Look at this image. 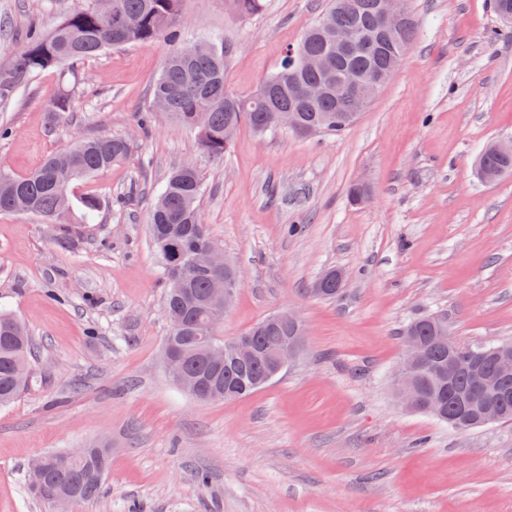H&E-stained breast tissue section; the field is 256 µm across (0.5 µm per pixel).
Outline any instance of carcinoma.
Listing matches in <instances>:
<instances>
[{
    "instance_id": "carcinoma-1",
    "label": "carcinoma",
    "mask_w": 512,
    "mask_h": 512,
    "mask_svg": "<svg viewBox=\"0 0 512 512\" xmlns=\"http://www.w3.org/2000/svg\"><path fill=\"white\" fill-rule=\"evenodd\" d=\"M377 0H333L324 17L341 28L371 29L376 23ZM183 0H88L85 7L69 14L47 36L34 31L26 37L12 67L0 74V100L13 96L39 71L58 67L98 55L109 46H124L152 42L164 37L173 44L162 71L155 82L153 98H163V112L179 125L195 131L200 152L212 159H222L231 144L224 140L229 125H246L263 135L276 133L274 113L288 108H300L302 122L320 124L321 132L335 135L348 129L358 118L336 122V90L316 102L302 103L288 93V78L307 84L321 76L297 69L291 51L302 50L329 59L333 75L346 77L363 75L373 78L388 68H398L406 50L415 40L417 21L410 22L393 38L360 45L349 51H338L336 45L319 31V25L309 28L300 41L286 49L277 70L264 80L274 84L273 98L255 90L238 96L224 87L223 43L187 44L175 30ZM117 6L123 14H133L138 25L124 31L113 27L108 13ZM131 143L122 136L87 137L73 142L65 151L47 156L33 172L15 176L0 171V213L18 211L23 201L27 212L37 215L47 224H58L75 206H80L91 219L104 205L99 198H74L72 183L121 163L128 155ZM477 174L501 177L512 172V155H499L485 147L476 162ZM204 185L197 167L173 169L148 213L152 248L162 268L166 283L164 314L169 324L164 349L181 360L186 377L200 383L212 401L234 400L249 395L267 384L270 370L264 358L241 365L232 357L224 365L215 366L200 350L204 343L216 347L227 344L217 328L224 319V306L212 310L214 288L224 276L190 269L194 253L213 246L208 229L200 215ZM186 272L185 285L174 288L171 274ZM319 295L334 298L341 288L336 271L326 272L316 285ZM445 322L435 313L410 320L404 329H414L428 350V368L412 374L422 400V412L443 422L456 408L448 400V390L458 397L471 387L468 373L477 366L493 369V350L509 346L511 341L496 344H460L437 337ZM294 335L293 326L265 318L250 328L249 337L258 350H272ZM32 357V337L26 326L13 314L0 311V407L10 405L29 383ZM111 456L110 444H91L81 456L67 452H51L40 457L45 488L34 492L43 501L65 509V502L89 501L104 492L105 476Z\"/></svg>"
}]
</instances>
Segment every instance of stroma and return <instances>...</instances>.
I'll return each mask as SVG.
<instances>
[{
  "instance_id": "35a3bbf8",
  "label": "stroma",
  "mask_w": 512,
  "mask_h": 512,
  "mask_svg": "<svg viewBox=\"0 0 512 512\" xmlns=\"http://www.w3.org/2000/svg\"><path fill=\"white\" fill-rule=\"evenodd\" d=\"M87 0H0V72L22 32H51ZM419 31L403 62L338 136L238 131L224 159L152 109L164 39L51 68L0 102V167L23 176L73 134L116 135L126 161L75 181L105 205L95 224L0 214V307L29 328L32 381L0 409V512H53L29 492L36 456L112 446L102 498L72 512H512V424L459 430L405 410L399 333L434 312L460 343L512 341V174L475 172L512 139V39L490 0H408ZM327 0H184V42H224V85L251 94ZM71 91L68 121L50 104ZM151 113L147 129L137 115ZM196 164L201 217L242 280L220 326L243 335L284 309L309 328L300 357L250 396L203 402L163 360L164 285L148 219L169 172ZM365 183L367 201L348 197ZM344 272L333 300L314 286ZM207 482H200V475Z\"/></svg>"
}]
</instances>
